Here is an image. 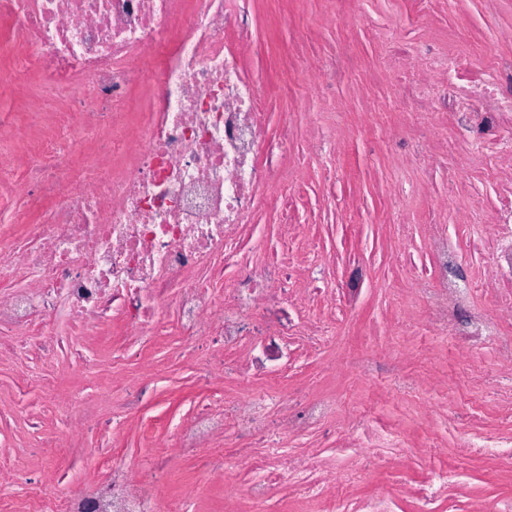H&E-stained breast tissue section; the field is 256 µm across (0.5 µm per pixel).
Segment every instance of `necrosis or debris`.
I'll list each match as a JSON object with an SVG mask.
<instances>
[{
    "label": "necrosis or debris",
    "mask_w": 512,
    "mask_h": 512,
    "mask_svg": "<svg viewBox=\"0 0 512 512\" xmlns=\"http://www.w3.org/2000/svg\"><path fill=\"white\" fill-rule=\"evenodd\" d=\"M253 0H0L11 25L12 61L0 91L24 98L40 134L21 157L7 147L19 132L0 113V358L38 353L50 361L86 327L155 334L171 326L185 342L220 339L242 362L252 390L234 418L223 394L179 427L154 459L206 451L224 458L226 492L245 490L267 512L280 482L322 512H388L381 498H350L338 488L356 472L327 465L321 451L290 455L285 439H303L329 418L338 432L332 453L362 460L399 436L372 419L343 414L332 393L306 402L288 393L289 368L305 351L334 346L337 329L361 307L371 286L365 265L331 281L336 262L302 217L301 188L317 154L336 152V115L319 113L307 144L290 124L267 141L272 114L242 51ZM397 93L409 110L396 130L410 137L430 120L432 142L414 155L447 165L459 203L456 222L414 198L412 218L390 226L389 259L403 281L392 291L389 319L402 335L425 329L455 345L466 366L480 356L469 392L472 424L487 411L512 419V64L494 42L474 50L432 52L425 42L401 54ZM496 189L490 211L470 208L480 183ZM280 184V195L269 193ZM274 209L278 241L264 239L256 216ZM467 275L449 276L464 253ZM294 312L280 317L281 304ZM262 322L256 332L250 320ZM277 337L268 351L265 336ZM391 381L430 414L431 375L408 382L404 358L368 341L341 367L365 379L379 361ZM274 417L275 429L265 420ZM460 445L512 469V432L461 434ZM252 478L239 485L240 461ZM25 498V512H185L159 492L148 468L115 457L106 475L48 493L0 458V478Z\"/></svg>",
    "instance_id": "1"
}]
</instances>
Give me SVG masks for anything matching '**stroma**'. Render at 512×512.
Here are the masks:
<instances>
[{"label":"stroma","instance_id":"obj_1","mask_svg":"<svg viewBox=\"0 0 512 512\" xmlns=\"http://www.w3.org/2000/svg\"><path fill=\"white\" fill-rule=\"evenodd\" d=\"M334 7L342 25H322V18ZM382 31L396 32L408 42L429 41L437 50L447 44L468 49L492 39L499 55L512 59V0H448L447 9L428 8L419 13L410 0H254L252 50L246 64L261 78L276 113L290 114L294 137H305L310 113L322 111L328 102H335L342 114L349 137L331 162L336 181L331 184L324 179L326 158H313L303 188L304 205L308 211L319 212L332 188L352 196L354 209L336 212L320 225L319 234L323 245L339 258L334 276L350 275L346 258L352 253L361 255L372 276L362 310L339 333L335 348L315 352L300 362L288 384L302 398L310 383L318 382L322 389L335 393L342 405L396 428L412 444L402 477H395L386 463L391 449L362 461L363 478L354 486V494L390 492L395 497L394 512H419L413 491L425 473L432 468L460 469L464 480L449 486L446 502L449 512H464L471 500L512 498V471L463 455L452 426L417 417L410 403L391 393L386 366H378L369 380L361 381L336 364L337 359L360 350L369 323L382 320L391 301L390 290L402 276L386 259L389 188L398 180L408 187L428 184L429 202L435 206L451 203L454 196L443 169L413 157L407 140L388 134L389 128L399 126L405 105L385 95L398 67L387 43L378 37ZM331 44L347 47L355 65L335 84L319 85L311 81L307 68L295 65L294 58L301 52L310 62L323 60ZM87 342L101 356L93 375L64 362L35 371L23 360L0 361V451L16 456L48 490L62 481L75 484L100 479L117 454L134 467L149 463L171 431L207 403L211 389H223L230 415L249 390L234 359L214 354L205 345L182 354L171 332L138 340L132 346V357L120 366L112 362L110 337L92 330ZM436 345L432 336H416L415 353L406 361L407 376L417 379L423 370H431L446 379L449 393L465 397L469 375L460 367L455 351L439 360L433 358L431 350ZM44 374L53 379L59 400L75 389H97L101 417L86 439L96 445L98 454L86 465L73 464L69 446L46 449L39 445L43 427L34 418L43 404L39 378ZM114 375L150 381L139 411L117 422L112 419L104 386ZM204 467L219 470L223 463L218 456L200 452L182 457L172 467L153 470L152 477L164 494L188 499L196 512H250L243 497L226 496L220 486L202 485L199 473Z\"/></svg>","mask_w":512,"mask_h":512}]
</instances>
